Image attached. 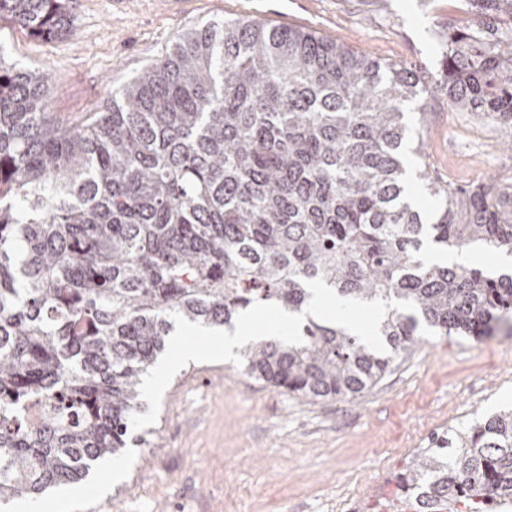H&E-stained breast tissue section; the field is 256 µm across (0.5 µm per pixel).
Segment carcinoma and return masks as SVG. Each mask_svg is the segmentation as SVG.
Wrapping results in <instances>:
<instances>
[{
	"label": "carcinoma",
	"mask_w": 512,
	"mask_h": 512,
	"mask_svg": "<svg viewBox=\"0 0 512 512\" xmlns=\"http://www.w3.org/2000/svg\"><path fill=\"white\" fill-rule=\"evenodd\" d=\"M460 3L472 23L448 28L430 85L304 29L233 19L186 30L71 129L47 110L48 75L0 57L1 505L76 484L127 446L172 312L219 327L257 302L298 310L318 277L415 304L388 309L387 353L312 319L301 345L240 352L247 376L314 401L379 383L421 320L476 337L512 320V275L423 256L512 252V183L436 179L406 117L431 89L512 127V0ZM5 14L43 38L71 26L62 0H0ZM408 152L429 212L410 200ZM36 398L61 413L14 422ZM400 482L420 512L511 500L512 410L436 440Z\"/></svg>",
	"instance_id": "1"
}]
</instances>
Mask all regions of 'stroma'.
<instances>
[{"label":"stroma","mask_w":512,"mask_h":512,"mask_svg":"<svg viewBox=\"0 0 512 512\" xmlns=\"http://www.w3.org/2000/svg\"><path fill=\"white\" fill-rule=\"evenodd\" d=\"M72 25L40 38L0 18L9 62L46 71V104L63 127L87 123L127 81L198 24L250 18L337 39L354 51L439 73L436 46L452 0H67ZM426 154L459 185L512 183V129L449 112L432 93ZM512 408V334L445 336L420 325L410 355L357 397L311 401L192 362L164 392L156 422L67 492L64 512H418L400 474L435 438Z\"/></svg>","instance_id":"stroma-1"}]
</instances>
